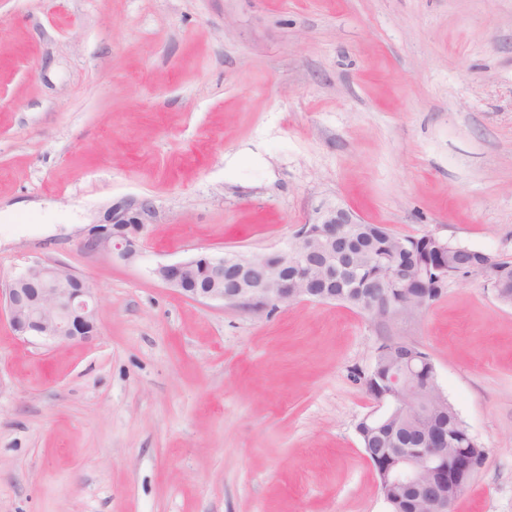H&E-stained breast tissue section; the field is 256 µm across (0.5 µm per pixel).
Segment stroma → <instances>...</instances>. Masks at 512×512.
<instances>
[{
  "instance_id": "1",
  "label": "stroma",
  "mask_w": 512,
  "mask_h": 512,
  "mask_svg": "<svg viewBox=\"0 0 512 512\" xmlns=\"http://www.w3.org/2000/svg\"><path fill=\"white\" fill-rule=\"evenodd\" d=\"M145 200L134 258L84 250ZM326 201L512 258V0H0V284L99 295L89 344L0 314V512H388L356 426L389 336L487 450L454 512H512V307L481 277L381 322L151 274L284 248ZM411 355L420 356L424 364L429 366L431 371L434 372L436 380L435 368L427 353L411 343L392 337L386 338L377 347L372 368L364 378H369L376 383H384V381L389 379L395 368L407 362Z\"/></svg>"
}]
</instances>
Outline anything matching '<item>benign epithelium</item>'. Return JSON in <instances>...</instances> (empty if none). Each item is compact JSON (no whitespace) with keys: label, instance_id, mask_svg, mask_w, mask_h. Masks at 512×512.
I'll return each mask as SVG.
<instances>
[{"label":"benign epithelium","instance_id":"benign-epithelium-1","mask_svg":"<svg viewBox=\"0 0 512 512\" xmlns=\"http://www.w3.org/2000/svg\"><path fill=\"white\" fill-rule=\"evenodd\" d=\"M152 206L111 207L96 223L84 241L92 252L122 260L133 258L146 234ZM357 219L339 204L318 209L316 231L304 225L295 241L284 249L243 256L234 252L221 255L201 252L185 260L160 264L153 274L165 286L190 300L217 301L248 313L266 312L297 301L336 300V270L359 277L363 270L351 262L359 245L344 232ZM376 263L388 268V277L367 281L374 289L365 313L377 319L406 316L414 306L429 308L447 286L448 268L438 267L423 275L413 265H394L381 255ZM501 273L499 259L486 256L484 268L476 275L492 288L496 299L512 304V290L494 285ZM387 288L400 289L393 298ZM0 305L21 336H34L51 343H89L98 335V297L94 289L60 265L34 264L0 289ZM412 365L402 367L391 378V390L368 389L375 403L370 416L392 422L407 415L424 417L429 402L424 393L430 384L411 374ZM448 436L435 434L422 439L421 447L406 448L387 455L377 465L382 496L392 494L396 512H402L401 494L414 491L427 512H453L456 498L440 488V475L448 461Z\"/></svg>","mask_w":512,"mask_h":512}]
</instances>
